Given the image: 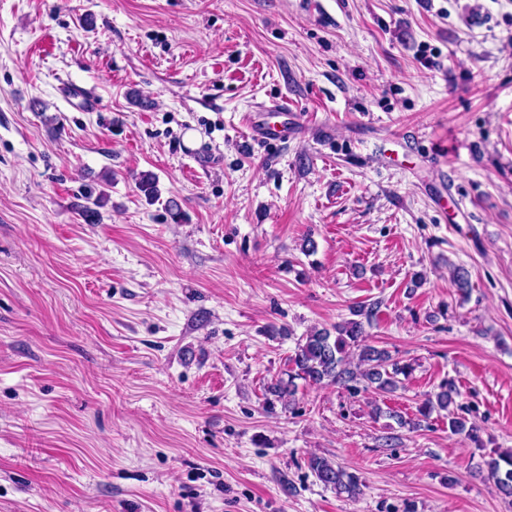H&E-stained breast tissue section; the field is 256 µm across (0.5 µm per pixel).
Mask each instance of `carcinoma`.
<instances>
[{
  "instance_id": "cac0c4a2",
  "label": "carcinoma",
  "mask_w": 512,
  "mask_h": 512,
  "mask_svg": "<svg viewBox=\"0 0 512 512\" xmlns=\"http://www.w3.org/2000/svg\"><path fill=\"white\" fill-rule=\"evenodd\" d=\"M136 186L146 197H158L153 174H140L136 177ZM363 335V322L357 319L338 324L331 330L321 328L310 332L297 343L294 355L288 358V369L284 376L267 386L266 393L270 398L266 399V404L271 407L278 401L291 407L295 402L299 380L309 386L339 384L355 391L357 387L354 383L362 379L366 382L363 387L365 391L372 388L391 393L398 389L402 379L412 374V363L393 357L385 349L362 345ZM460 396L456 387L447 382L423 401L419 414L427 419L435 411L448 412V430L477 444L480 439L475 425L464 415L449 410ZM307 466L324 486H330L351 499L363 494L359 477L331 460L313 455L308 458ZM478 476L494 483L502 494L512 496V451L491 458Z\"/></svg>"
}]
</instances>
